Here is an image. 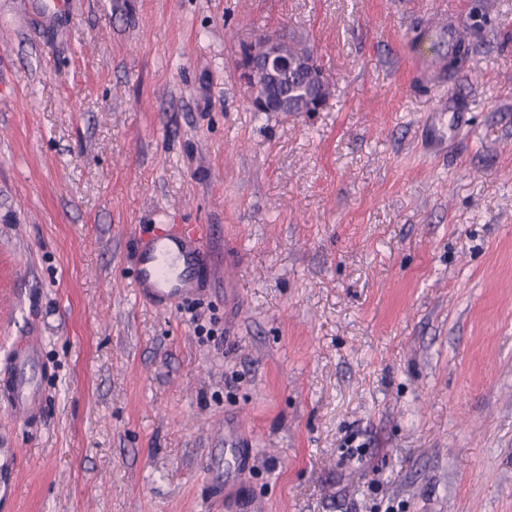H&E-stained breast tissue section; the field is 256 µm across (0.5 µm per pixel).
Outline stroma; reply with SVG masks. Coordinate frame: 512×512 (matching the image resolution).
Here are the masks:
<instances>
[{"mask_svg":"<svg viewBox=\"0 0 512 512\" xmlns=\"http://www.w3.org/2000/svg\"><path fill=\"white\" fill-rule=\"evenodd\" d=\"M331 95L252 111L259 36ZM223 269L140 299L135 239ZM41 418L0 512H512V0H0V362ZM264 36L259 37L254 44L248 46L244 53L260 52ZM265 49L267 54L263 58L252 59L244 58L238 63L240 78L248 89L247 101L250 107L260 112H271L272 103L264 95L258 93L255 84V75L258 71L271 64H275L278 68L291 73H299L305 76L307 81L315 82L323 79V70L319 64L317 57L310 48L299 50L289 54L284 50V44L281 37L277 35H269L264 38ZM243 53V54H244ZM285 74L279 90L281 94H285L291 101V109L288 112H318L325 105L327 100H319L315 105H311L307 111L306 107L313 95V90L298 77ZM178 246L184 265L208 276L214 262L199 224H179L141 245L137 254L136 284L140 298L159 307H171L173 300L194 295L200 288L193 278L172 279L168 274V242ZM38 368H44L39 353L26 344L17 345L0 367V402L30 419L39 418L42 408ZM250 450L244 448L237 441L233 433L224 430V455L223 457H210L206 467L209 475L216 474L212 482L213 498L226 512H265V506L249 494L226 499L227 490L235 486L239 473L249 464Z\"/></svg>","mask_w":512,"mask_h":512,"instance_id":"stroma-1","label":"stroma"}]
</instances>
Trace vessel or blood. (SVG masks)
I'll return each mask as SVG.
<instances>
[{
	"mask_svg": "<svg viewBox=\"0 0 512 512\" xmlns=\"http://www.w3.org/2000/svg\"><path fill=\"white\" fill-rule=\"evenodd\" d=\"M176 243L184 264L194 270L191 278H171L168 268L169 243ZM213 261L197 224H179L171 231L156 235L140 246L137 254L136 284L140 297L160 307L171 306L173 300L193 295L197 291V273L210 272ZM42 361L38 352L20 344L0 363V403L23 410L29 418L41 413L40 380L36 374ZM250 460V451L237 441L232 432L224 434V454L208 458L206 467L214 480V499L225 512H265V507L253 496L241 494L227 497L226 492L237 483L239 473Z\"/></svg>",
	"mask_w": 512,
	"mask_h": 512,
	"instance_id": "vessel-or-blood-1",
	"label": "vessel or blood"
}]
</instances>
